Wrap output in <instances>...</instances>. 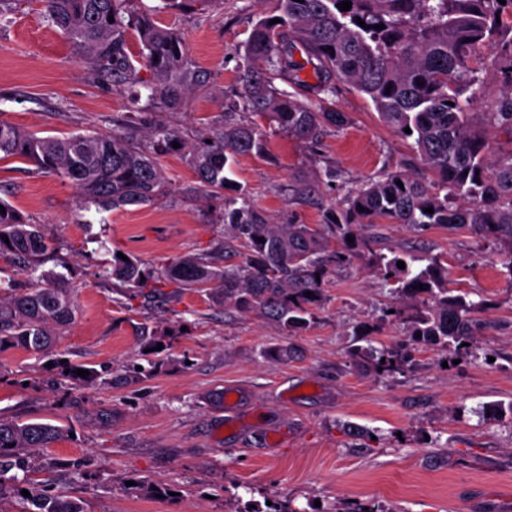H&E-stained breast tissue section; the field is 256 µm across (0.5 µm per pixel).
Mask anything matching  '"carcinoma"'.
I'll use <instances>...</instances> for the list:
<instances>
[{
    "label": "carcinoma",
    "mask_w": 512,
    "mask_h": 512,
    "mask_svg": "<svg viewBox=\"0 0 512 512\" xmlns=\"http://www.w3.org/2000/svg\"><path fill=\"white\" fill-rule=\"evenodd\" d=\"M43 2L52 23L99 81L139 84L149 91V100L165 108L177 106L197 82L178 34L132 11L130 0ZM162 2L164 10L192 11L211 0ZM279 2L281 22L260 18L245 42L239 83L248 111L270 130L314 145L326 130L344 126L348 117L313 110L298 98L299 91L334 94L336 84L343 83L367 96L399 137L413 141L432 182L387 172L348 190L344 205L331 213L327 224H274L246 195H224L230 183L229 159L266 156V131L254 122H221L207 141L188 147L179 131L153 121L148 112L130 120L149 126V145L143 147L119 130L39 137L0 121V155L24 159L42 173L63 178L82 197L85 209L107 212L149 206L165 196L169 182L158 155L173 149L175 142L188 149L195 174L189 191L222 198L224 224L232 234L224 252L239 250L243 261L223 265L206 252L182 257L154 273L133 254L126 261L115 255L112 270L105 274L127 289L151 287L159 295L167 285L178 292L214 288L222 292L224 304L256 312L292 335L307 327V315L320 301L329 272L367 253L396 293L422 297L423 308L410 321V345L460 348L473 343L482 328L475 312L483 301L450 294L448 268L438 259L413 257L400 269L397 262L403 257L374 251L372 242L355 229L379 219L416 227L469 228L500 243L505 255L501 274L512 282V24L497 21L506 13L512 16V0H350L347 11L337 7L343 0ZM110 16L114 21H108ZM380 24L385 28L374 29ZM131 34L147 79L139 76L129 57ZM489 42L497 45L506 91L486 113L484 126L509 137L506 150L493 149L471 112L479 84L475 64ZM0 206V257L29 269L48 251L46 237L40 225L27 223L10 204L0 200ZM429 207L433 212H425ZM349 236L354 242H348ZM7 290L8 296L0 297V345L43 353L53 344L51 327L71 323L78 311L62 276L27 288L10 282ZM361 353L375 372L401 369L410 362L400 350L355 351ZM61 436L62 429L49 423L0 420V477L15 468L27 470L21 451L49 448ZM29 493L28 512H86L81 500L65 492L49 494L32 487Z\"/></svg>",
    "instance_id": "obj_1"
}]
</instances>
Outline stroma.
Here are the masks:
<instances>
[{
    "mask_svg": "<svg viewBox=\"0 0 512 512\" xmlns=\"http://www.w3.org/2000/svg\"><path fill=\"white\" fill-rule=\"evenodd\" d=\"M176 30L201 84L174 109L153 107L137 85L97 82L45 16L41 0H15L0 21V121L40 136L109 133L133 112L201 142L225 113L248 121L237 83L242 45L276 0H214L204 11H158ZM302 101L347 113L317 147L269 135L267 157H238L233 178L276 224H323L358 182L417 164L370 99L344 84ZM158 161L172 190L151 206L84 210L73 186L20 158L0 160V198L40 225L50 248L44 282L64 275L79 311L56 330L51 352L0 348V419L60 426L51 447L29 452L28 477L82 500L87 512H248L275 500L292 512H512V282L502 250L466 228L363 227L382 253L428 254L448 269L453 293L485 299L484 329L467 349H415L402 370L379 375L355 346L399 347L421 307L383 287L359 257L332 272L309 327L283 334L269 320L225 307L217 291L175 301L103 277L112 255L149 270L184 255L223 250L221 200L190 192L183 151ZM401 319L384 317L390 305ZM161 345L155 367L145 351ZM497 355L487 365L485 350ZM95 370L66 378L60 360ZM235 392V409L224 395ZM109 420H102L101 412ZM132 481L169 488L157 498Z\"/></svg>",
    "mask_w": 512,
    "mask_h": 512,
    "instance_id": "stroma-1",
    "label": "stroma"
}]
</instances>
